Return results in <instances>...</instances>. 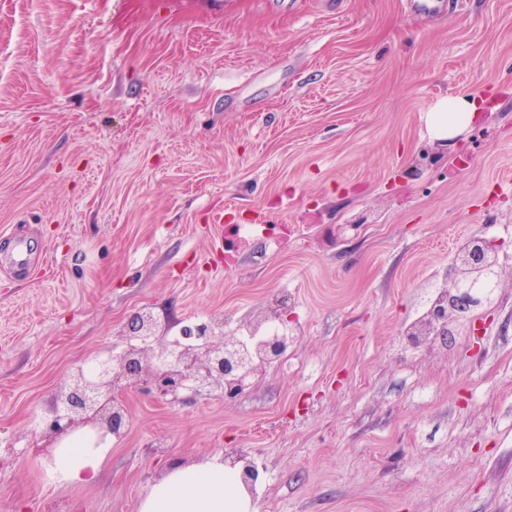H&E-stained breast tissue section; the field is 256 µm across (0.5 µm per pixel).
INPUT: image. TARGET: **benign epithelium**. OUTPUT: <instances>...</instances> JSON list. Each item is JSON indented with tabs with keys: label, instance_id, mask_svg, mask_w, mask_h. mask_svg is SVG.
Returning <instances> with one entry per match:
<instances>
[{
	"label": "benign epithelium",
	"instance_id": "benign-epithelium-1",
	"mask_svg": "<svg viewBox=\"0 0 512 512\" xmlns=\"http://www.w3.org/2000/svg\"><path fill=\"white\" fill-rule=\"evenodd\" d=\"M484 273L499 275L494 245L475 238L460 251L451 267L450 287L437 297L426 319L407 332L417 343L426 336H445L447 326L461 314L482 304L473 283ZM194 340L174 348L155 333V320L147 311H137L125 324L126 346L119 356L101 361L95 373L78 369L59 389L43 427L61 438L79 426H89L100 437L117 435L125 427L122 405L115 391L134 386L159 398L216 395L232 400L248 386L262 362L278 357L285 345L279 339L266 341L252 350L224 337L214 324L192 333Z\"/></svg>",
	"mask_w": 512,
	"mask_h": 512
}]
</instances>
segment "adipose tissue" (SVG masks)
I'll return each mask as SVG.
<instances>
[{
    "label": "adipose tissue",
    "instance_id": "1",
    "mask_svg": "<svg viewBox=\"0 0 512 512\" xmlns=\"http://www.w3.org/2000/svg\"><path fill=\"white\" fill-rule=\"evenodd\" d=\"M477 105L464 95L438 99L427 115L432 140L445 142L466 129ZM112 450L111 438L75 432L62 437L47 468L52 483L71 486L97 481ZM138 512H251V501L237 468L211 456L173 466L141 500Z\"/></svg>",
    "mask_w": 512,
    "mask_h": 512
}]
</instances>
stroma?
<instances>
[{"instance_id":"stroma-1","label":"stroma","mask_w":512,"mask_h":512,"mask_svg":"<svg viewBox=\"0 0 512 512\" xmlns=\"http://www.w3.org/2000/svg\"><path fill=\"white\" fill-rule=\"evenodd\" d=\"M478 102L431 140L441 97ZM512 0H0V512H138L174 464L243 451L253 512H512ZM224 224L215 227L214 214ZM232 224H285L225 265ZM491 307L408 346L454 254ZM286 306L235 399L135 390L101 479L45 472L36 417L80 366ZM34 259L35 256L31 246L19 241L8 258V269L14 274L22 275Z\"/></svg>"}]
</instances>
